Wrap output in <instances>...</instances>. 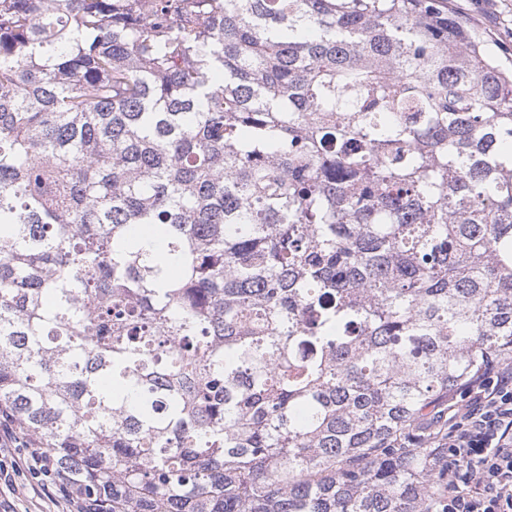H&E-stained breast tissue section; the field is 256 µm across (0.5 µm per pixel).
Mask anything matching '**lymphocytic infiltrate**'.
Wrapping results in <instances>:
<instances>
[{"instance_id":"f902f5d3","label":"lymphocytic infiltrate","mask_w":512,"mask_h":512,"mask_svg":"<svg viewBox=\"0 0 512 512\" xmlns=\"http://www.w3.org/2000/svg\"><path fill=\"white\" fill-rule=\"evenodd\" d=\"M435 441L448 451V497L441 512H512V365L488 361L449 405ZM0 443L26 450L11 462L0 459V477L27 474L42 491L53 487L50 456L31 447L1 413Z\"/></svg>"}]
</instances>
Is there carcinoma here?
<instances>
[{"label":"carcinoma","instance_id":"1","mask_svg":"<svg viewBox=\"0 0 512 512\" xmlns=\"http://www.w3.org/2000/svg\"><path fill=\"white\" fill-rule=\"evenodd\" d=\"M512 361V68L448 0H0V410L112 512H434Z\"/></svg>","mask_w":512,"mask_h":512}]
</instances>
